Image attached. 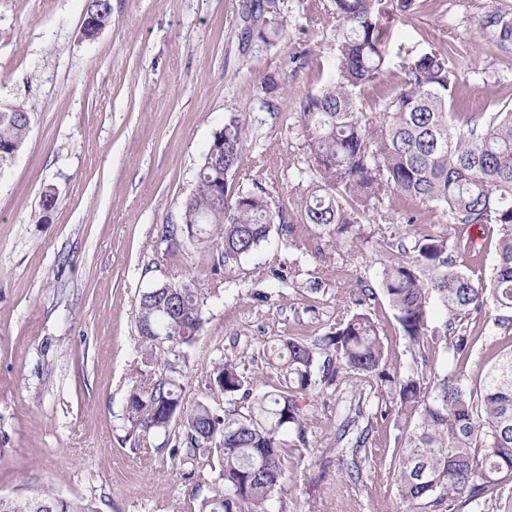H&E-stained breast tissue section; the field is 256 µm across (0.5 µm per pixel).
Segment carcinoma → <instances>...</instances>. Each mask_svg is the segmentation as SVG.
Wrapping results in <instances>:
<instances>
[{
  "mask_svg": "<svg viewBox=\"0 0 512 512\" xmlns=\"http://www.w3.org/2000/svg\"><path fill=\"white\" fill-rule=\"evenodd\" d=\"M339 22L336 75L306 96L296 121L310 162L297 166L303 186L293 209L277 206L263 188L235 183L245 129L224 122L221 150L209 148L182 223L165 227L170 252L187 241L210 256L212 268L237 266L272 238L315 260L325 249L370 248L385 255L378 288L360 279L358 306L381 293L411 352L404 372L388 360L384 330L366 310L341 318L312 341L280 337L246 356L214 362L204 379L210 396L230 407L185 402L174 365L140 369L126 403L134 447L144 453L168 444L172 459L209 469V496L198 512H273L283 492L288 453L310 451L311 418L300 401L351 383L370 413L366 425L349 417L341 436L355 448L345 480L364 484L358 452L372 444L380 422L398 434L390 456L395 496L414 512H512V348L494 350L481 381L468 384L466 364L478 341V317L494 303L493 325L512 335V108L471 112L458 95L448 51L439 44L390 57L394 29L415 0H333ZM252 36L267 44L286 35L277 3L257 4ZM86 14L107 27L112 0H88ZM398 85L384 84L391 66ZM30 132L22 107L0 112V167ZM414 225L437 212L448 223L422 224L397 243L364 232L368 211ZM497 229L496 263L485 271L464 230ZM207 290L196 281L163 282L140 295L135 311L138 348L146 360L166 345L180 356L207 322ZM277 383L260 390L256 365ZM163 438L160 444L155 440ZM98 512L93 502L65 498L48 486L0 495V512Z\"/></svg>",
  "mask_w": 512,
  "mask_h": 512,
  "instance_id": "carcinoma-1",
  "label": "carcinoma"
}]
</instances>
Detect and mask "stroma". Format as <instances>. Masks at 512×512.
Returning <instances> with one entry per match:
<instances>
[{
  "mask_svg": "<svg viewBox=\"0 0 512 512\" xmlns=\"http://www.w3.org/2000/svg\"><path fill=\"white\" fill-rule=\"evenodd\" d=\"M87 0H0V110L25 107L30 132L0 168V494L49 486L99 512H188L209 473L166 452L132 449L126 397L142 365L135 308L165 281L198 280L208 320L181 365L187 402L220 356L280 336H321L355 312L348 292L375 282L378 252H328L323 263L288 246L284 278L268 250L211 273L186 243L169 254L164 227L181 221L201 158L229 116L246 129L236 180L261 183L276 204L301 188L308 159L296 122L305 96L336 67L332 0H280L288 31L246 40L250 0H112V23L82 34ZM512 0H417L395 21L394 48L448 45L456 91L474 112L512 105ZM54 188L56 203L41 197ZM314 447L288 461L285 512H403L380 459L345 482L336 412L312 408Z\"/></svg>",
  "mask_w": 512,
  "mask_h": 512,
  "instance_id": "obj_1",
  "label": "stroma"
}]
</instances>
